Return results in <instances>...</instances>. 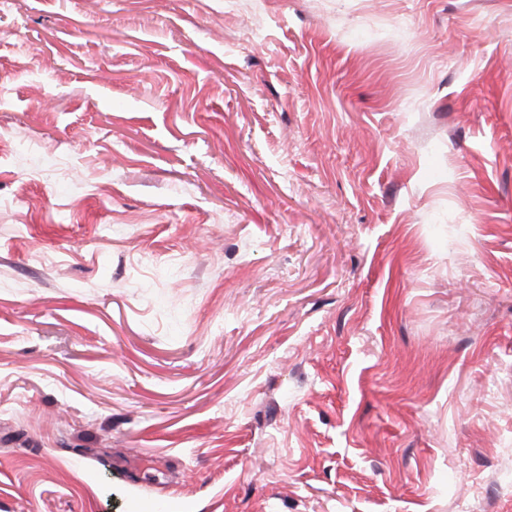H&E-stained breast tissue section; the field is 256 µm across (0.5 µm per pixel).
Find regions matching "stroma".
<instances>
[{"mask_svg": "<svg viewBox=\"0 0 512 512\" xmlns=\"http://www.w3.org/2000/svg\"><path fill=\"white\" fill-rule=\"evenodd\" d=\"M0 512H512V0H0Z\"/></svg>", "mask_w": 512, "mask_h": 512, "instance_id": "stroma-1", "label": "stroma"}]
</instances>
